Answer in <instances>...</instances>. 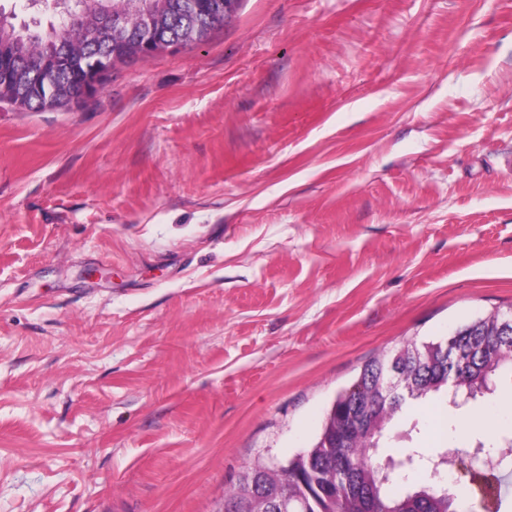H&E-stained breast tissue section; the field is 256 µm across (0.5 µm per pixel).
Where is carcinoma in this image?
Wrapping results in <instances>:
<instances>
[{
	"label": "carcinoma",
	"mask_w": 512,
	"mask_h": 512,
	"mask_svg": "<svg viewBox=\"0 0 512 512\" xmlns=\"http://www.w3.org/2000/svg\"><path fill=\"white\" fill-rule=\"evenodd\" d=\"M187 0H154L168 16L167 39H179L188 31L206 41L224 25V0H196L199 9L185 8ZM121 49L102 25L101 14L74 9L57 20L50 31L21 32L0 14V101L42 111L68 106L66 91L74 78L85 77L98 65L122 60ZM400 369L404 401L443 399L456 405L448 394V375L457 379L456 392L475 401L499 406L512 403V311H493L458 326L448 336L417 343L407 341L369 361L356 382L337 395L308 448L284 463L256 464L239 476L237 488L224 495V512H273L283 494L300 498L293 512H457L455 503L433 481L413 483L398 491L391 473L411 458L415 472L425 467L438 473L448 463L442 455H426L407 448L398 456L386 454L385 430L402 410L403 401L384 397L388 370ZM365 424L349 440L336 444L335 429L349 416L354 402ZM496 464L467 476L454 490L474 512H501V480L512 475V459L492 456Z\"/></svg>",
	"instance_id": "carcinoma-1"
}]
</instances>
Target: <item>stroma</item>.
Returning <instances> with one entry per match:
<instances>
[{"label":"stroma","instance_id":"stroma-1","mask_svg":"<svg viewBox=\"0 0 512 512\" xmlns=\"http://www.w3.org/2000/svg\"><path fill=\"white\" fill-rule=\"evenodd\" d=\"M495 310L512 0H242L87 104L0 103V512H222L368 361ZM480 407H403L389 454L463 456Z\"/></svg>","mask_w":512,"mask_h":512}]
</instances>
